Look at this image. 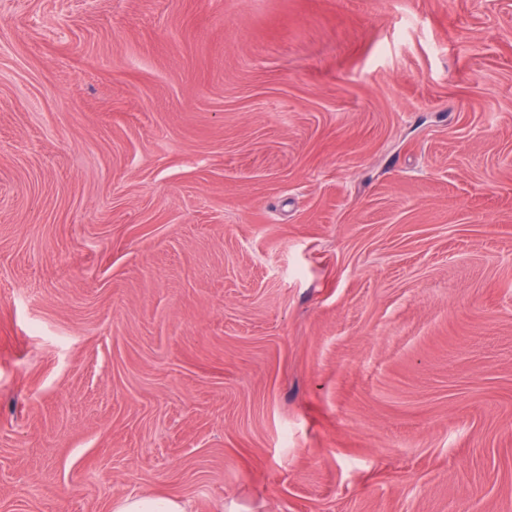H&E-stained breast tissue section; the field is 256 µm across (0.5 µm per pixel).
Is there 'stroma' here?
I'll return each mask as SVG.
<instances>
[{
    "mask_svg": "<svg viewBox=\"0 0 512 512\" xmlns=\"http://www.w3.org/2000/svg\"><path fill=\"white\" fill-rule=\"evenodd\" d=\"M512 512V0H0V512ZM113 512H188L186 503L176 497L162 494L129 492L112 499Z\"/></svg>",
    "mask_w": 512,
    "mask_h": 512,
    "instance_id": "obj_1",
    "label": "stroma"
}]
</instances>
